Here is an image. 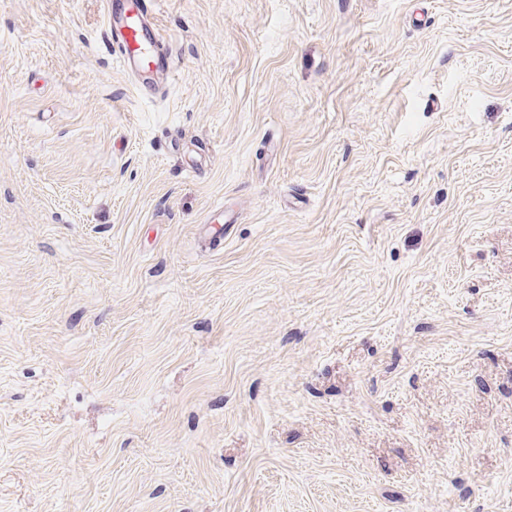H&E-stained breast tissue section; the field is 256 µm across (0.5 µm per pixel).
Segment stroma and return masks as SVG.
<instances>
[{
  "instance_id": "1",
  "label": "stroma",
  "mask_w": 512,
  "mask_h": 512,
  "mask_svg": "<svg viewBox=\"0 0 512 512\" xmlns=\"http://www.w3.org/2000/svg\"><path fill=\"white\" fill-rule=\"evenodd\" d=\"M157 20L0 0V512H512V0ZM124 1L105 0L112 46L123 68L135 77L141 94L152 96L173 76L171 53L156 23L155 1L133 0L131 5ZM140 75L152 82H140Z\"/></svg>"
}]
</instances>
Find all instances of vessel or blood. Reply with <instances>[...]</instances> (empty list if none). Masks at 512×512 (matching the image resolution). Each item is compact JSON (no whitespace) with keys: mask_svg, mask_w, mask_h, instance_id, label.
<instances>
[{"mask_svg":"<svg viewBox=\"0 0 512 512\" xmlns=\"http://www.w3.org/2000/svg\"><path fill=\"white\" fill-rule=\"evenodd\" d=\"M108 31L123 68L146 76L142 95H153L159 83L173 76L171 53L156 22L155 0H105Z\"/></svg>","mask_w":512,"mask_h":512,"instance_id":"b4317fda","label":"vessel or blood"}]
</instances>
